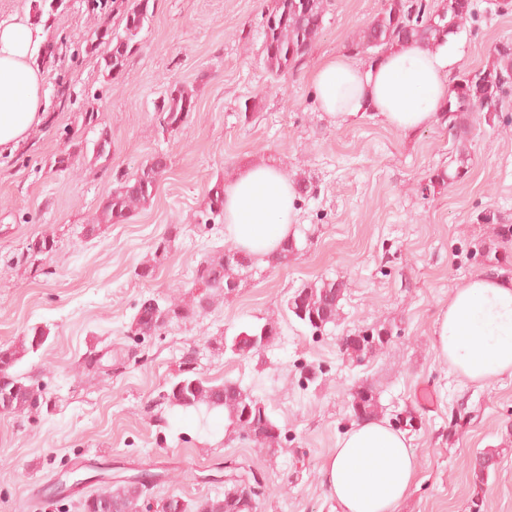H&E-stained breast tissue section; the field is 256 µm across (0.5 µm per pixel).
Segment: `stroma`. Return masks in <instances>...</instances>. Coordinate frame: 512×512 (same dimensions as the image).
<instances>
[{
	"label": "stroma",
	"instance_id": "35a3bbf8",
	"mask_svg": "<svg viewBox=\"0 0 512 512\" xmlns=\"http://www.w3.org/2000/svg\"><path fill=\"white\" fill-rule=\"evenodd\" d=\"M273 0H156L123 74L108 79L95 32L122 28L119 0H0V16L29 11L48 33L45 114L17 147L0 151V348L32 327L49 338L17 370L43 385L46 406L0 410V512H82L95 483L57 492L66 469L82 476L123 468L160 472L146 497L154 512L171 497L193 505L224 490V461H244L266 476L257 512H338L321 467L354 422L351 394L371 385L380 415L412 414L405 434L420 471L397 512H512V378L490 387L450 372L434 349L433 322L457 282L493 269L512 272V90L500 111L466 121L464 137L434 125L403 134L368 119L335 125L310 81L326 57L344 53L382 0H328L324 29L306 55L279 73L263 61L262 14ZM475 20L457 36L460 69L486 64L496 44L512 43V9L474 0ZM193 94L196 110L173 132L155 104L170 89ZM105 100H96L97 92ZM96 121L88 125L85 113ZM112 135L95 159L100 128ZM167 170L154 198L121 224L97 217L118 177L136 174L156 153ZM466 154L464 175L457 158ZM69 156L62 167L60 156ZM276 165L313 192L297 201V249L287 262L255 264L238 290L215 298L194 321L155 335L130 331L139 303L153 296L187 301L208 257L225 253L224 224L195 223L208 192L254 163ZM452 175L453 183L441 178ZM98 224L92 236L82 227ZM179 233L170 249L155 244ZM52 252L20 265L29 244ZM153 278L138 277L141 264ZM344 282L336 323L312 333L286 307L303 284ZM277 323L280 334L245 357L212 349L249 325ZM377 327L391 334L358 365L340 337ZM197 350L201 377L231 380L268 403L281 431L277 451H260L230 433L216 411L181 412L161 404L178 364ZM101 363L88 369L84 359ZM434 401L422 405L419 386ZM496 455L477 478L473 463Z\"/></svg>",
	"mask_w": 512,
	"mask_h": 512
}]
</instances>
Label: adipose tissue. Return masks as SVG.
<instances>
[{"instance_id":"obj_1","label":"adipose tissue","mask_w":512,"mask_h":512,"mask_svg":"<svg viewBox=\"0 0 512 512\" xmlns=\"http://www.w3.org/2000/svg\"><path fill=\"white\" fill-rule=\"evenodd\" d=\"M46 31L23 12L0 18V147H13L40 123L45 73L37 61ZM461 60L453 42L408 45L360 65L345 54L325 58L311 76L321 109L334 124L376 119L411 133L448 116L449 78ZM296 187L277 167L254 164L224 188V234L234 248L266 260L296 240ZM434 348L450 370L486 387L512 378V275L480 271L462 278L433 324ZM420 461L385 419L356 421L322 468L340 512H396Z\"/></svg>"}]
</instances>
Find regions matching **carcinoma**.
<instances>
[{
    "label": "carcinoma",
    "mask_w": 512,
    "mask_h": 512,
    "mask_svg": "<svg viewBox=\"0 0 512 512\" xmlns=\"http://www.w3.org/2000/svg\"><path fill=\"white\" fill-rule=\"evenodd\" d=\"M327 0H275V7L263 17V53L267 69L278 73L301 59L310 49L313 41L324 27ZM474 16L472 5L454 14H440L427 8L418 10L414 16L407 13L405 0H383L380 11L361 27L350 48L359 52L370 49L383 54L395 47L418 45L434 47L445 37L456 34ZM150 0H131L124 6L123 30L96 35L104 45L102 60L107 74H118L124 66L145 23L149 22ZM512 79V52L493 50L491 61L475 70H466L453 81L445 112L451 116V124L465 118L462 108L472 112H496L505 94L503 80ZM196 105L191 94L183 88H173L156 106L157 119L162 128L177 130L195 111ZM165 173V161L155 155L143 169L131 178L118 183L108 195L98 223L83 227L86 235L94 234L102 224H121L137 210L149 204L158 180ZM224 216V187L215 186L207 206L195 216L198 224H212ZM256 259L242 255L239 262H228L225 256L212 257L200 263L195 271L194 283L202 292L190 303H178L164 298V303L154 308L148 300L140 302L133 317L138 332L151 334L173 322L193 321L211 304L216 296L229 295V286L239 288L240 271L254 266ZM344 289L334 281L321 280L309 283L295 291L293 297L301 300L306 316L295 314V318L313 331L320 326L336 323ZM320 324H315L314 320ZM49 332L35 327L15 347L0 348V366L6 367L5 380H0V392L10 393L11 412H23L40 405L43 390L30 379L15 372L17 363L28 353L37 352L47 341ZM197 358L186 353L178 365V373L161 399L171 407L183 410L207 409L224 410L228 421L243 428L249 424L241 421L245 403L261 402V398L232 383L215 384L198 375L194 364ZM117 505L123 512H151L148 503L141 502L126 483L107 484L99 492L81 502L82 512H105ZM197 512H249L241 499L224 490L223 497L206 499L197 505Z\"/></svg>",
    "instance_id": "carcinoma-1"
}]
</instances>
